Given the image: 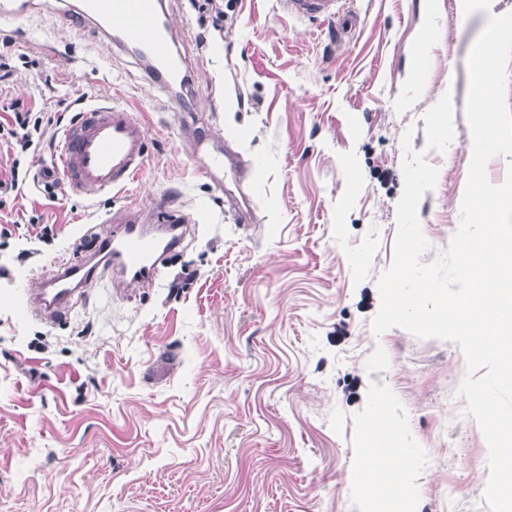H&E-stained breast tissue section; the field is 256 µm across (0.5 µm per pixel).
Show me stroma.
Returning a JSON list of instances; mask_svg holds the SVG:
<instances>
[{"label":"stroma","mask_w":512,"mask_h":512,"mask_svg":"<svg viewBox=\"0 0 512 512\" xmlns=\"http://www.w3.org/2000/svg\"><path fill=\"white\" fill-rule=\"evenodd\" d=\"M76 2L0 16L8 96L67 119L99 99L130 106L148 148L132 190L79 197L43 179L60 137L48 129L21 164L24 191L0 202V512H365L357 463L382 397L410 451L416 512H489L462 350L372 327L396 257L404 132L438 170L418 205L423 262L459 226L467 57L487 15L357 0L340 54L279 0H235L220 19L162 0L195 114L96 28L65 24ZM449 90L454 138L427 150L423 115ZM188 130L253 165L259 223L234 222V178L218 191L197 173ZM161 197L197 226L152 284L107 279L55 315L27 306L57 262L92 254L89 227L130 206L151 221ZM37 223L52 233L36 238Z\"/></svg>","instance_id":"obj_1"}]
</instances>
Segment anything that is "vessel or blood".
Here are the masks:
<instances>
[{
    "instance_id": "b4317fda",
    "label": "vessel or blood",
    "mask_w": 512,
    "mask_h": 512,
    "mask_svg": "<svg viewBox=\"0 0 512 512\" xmlns=\"http://www.w3.org/2000/svg\"><path fill=\"white\" fill-rule=\"evenodd\" d=\"M289 15L312 22H328L337 45H345L357 18L353 0H280ZM68 24H93L102 34H117L116 45L148 59V81L167 91L186 82L190 64L172 42L169 23L163 20L157 0H79L63 15ZM148 127L133 110L111 102L90 106L65 129L52 159L54 171L67 189L78 196L109 195L125 190L141 173L148 145ZM194 155L203 175L221 186L225 170L238 173L248 165L234 151H204L195 142ZM163 237L148 232L134 212L110 216L108 224L90 227L95 243L92 260L80 265L61 261L54 274L32 297L34 310L59 312L83 289L92 288L112 273L129 285L152 283L167 254L182 246L190 230V217L175 202L159 207Z\"/></svg>"
}]
</instances>
